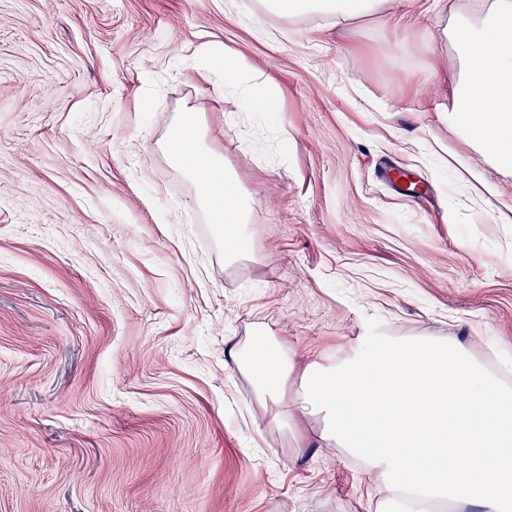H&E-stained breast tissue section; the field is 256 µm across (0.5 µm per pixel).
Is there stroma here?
I'll list each match as a JSON object with an SVG mask.
<instances>
[{"instance_id":"stroma-1","label":"stroma","mask_w":512,"mask_h":512,"mask_svg":"<svg viewBox=\"0 0 512 512\" xmlns=\"http://www.w3.org/2000/svg\"><path fill=\"white\" fill-rule=\"evenodd\" d=\"M482 2L259 33L258 0H0V512H376L361 464L298 452L224 348L270 334L328 365L377 331L512 362V172L494 198L468 181L457 59L428 48ZM206 46L274 110L235 107ZM188 110L249 195L253 258L226 264L162 151Z\"/></svg>"}]
</instances>
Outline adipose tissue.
I'll return each instance as SVG.
<instances>
[{"label":"adipose tissue","instance_id":"ef3b65f1","mask_svg":"<svg viewBox=\"0 0 512 512\" xmlns=\"http://www.w3.org/2000/svg\"><path fill=\"white\" fill-rule=\"evenodd\" d=\"M386 0H261V11L288 21L305 14L356 19ZM436 41L453 44L458 61L448 123L499 169L512 167V0H489ZM211 67L235 87V100L267 111L259 89L242 80V57L212 55ZM166 144L172 161L198 181L224 240V258L248 256L249 202L224 158L209 149L196 117L185 114ZM228 354L252 379L253 394L280 430L296 435V414L319 418L318 438L346 449L385 491L379 512H512V385L468 350L434 336H363L348 357L298 367L276 337L235 343ZM299 375L297 412L283 405ZM464 458L465 469L453 462Z\"/></svg>","mask_w":512,"mask_h":512}]
</instances>
